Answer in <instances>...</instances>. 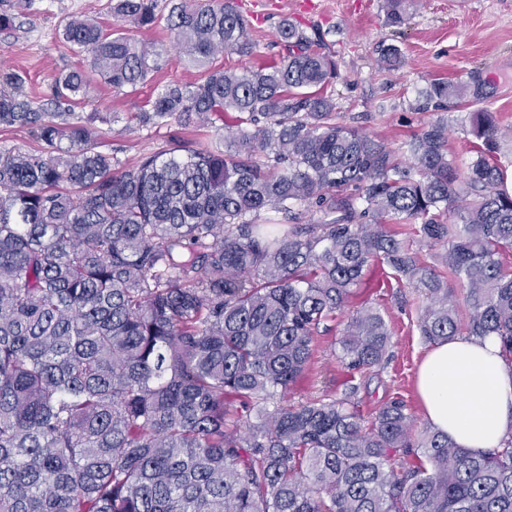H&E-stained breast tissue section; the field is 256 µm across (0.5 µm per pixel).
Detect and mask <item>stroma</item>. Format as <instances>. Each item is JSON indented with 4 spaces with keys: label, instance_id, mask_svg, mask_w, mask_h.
<instances>
[{
    "label": "stroma",
    "instance_id": "obj_1",
    "mask_svg": "<svg viewBox=\"0 0 512 512\" xmlns=\"http://www.w3.org/2000/svg\"><path fill=\"white\" fill-rule=\"evenodd\" d=\"M301 0H236L251 19L253 55L226 54L217 65L243 70L280 61L277 28L289 20L306 32H318L321 48L337 64L326 91L336 102L342 123L362 129L391 149H399L430 123H448V156L459 173H466L481 146L467 120L468 113H494L504 132L492 156L506 174L512 191V0H412L406 25L387 22L386 0H315L312 11ZM111 0H0V14L12 18L0 30V67L23 78V90L38 104H50L56 75L77 69L90 79L88 98L74 105L82 117L94 116L104 151L129 165L142 155L170 152L184 155L199 146H223L225 136L239 128V113L228 112L215 123L184 125L178 117L160 124H140L137 112L145 110L166 85L194 83L203 72L180 53L166 25L138 28L117 21ZM71 19H88L104 29L124 32L158 54L157 67L136 89L117 90L94 72L88 54L77 52L64 38ZM394 44L403 53L399 70H385L378 49ZM446 79L463 90L447 111L420 112L418 92L431 80ZM377 308L391 329V347L383 367L361 388L360 410L371 416L384 402L402 398L417 418L418 427L429 424L417 393L419 365L431 345L417 329V316L426 304L422 292L398 284L390 268L371 266L355 297L338 313L333 330L321 336L308 372L296 383L292 401L312 396L339 395L348 379L338 363V340L350 317L361 305Z\"/></svg>",
    "mask_w": 512,
    "mask_h": 512
}]
</instances>
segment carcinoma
<instances>
[{
	"label": "carcinoma",
	"instance_id": "1",
	"mask_svg": "<svg viewBox=\"0 0 512 512\" xmlns=\"http://www.w3.org/2000/svg\"><path fill=\"white\" fill-rule=\"evenodd\" d=\"M386 4L389 23L406 24V0ZM112 13L159 21L157 0H114ZM166 23L205 77L165 86L139 120L245 115L222 149L125 166L99 149L93 117L48 112L0 73V127L41 144L0 151V512H512V440L477 456L416 431L401 398L368 422L358 412L356 376L391 347L372 306L339 338L341 396L287 401L374 260L424 292L426 342L457 336L442 276L389 224L418 220L419 241L445 249L468 335L498 337L512 365V192L486 155L493 113H469L485 149L461 179L442 119L406 143L407 162L336 122L323 92L335 60L288 20L282 61L242 71L213 65L255 48L233 0H182ZM64 35L116 89L155 68L146 46L96 22L71 20ZM402 63L381 49V65ZM87 85L60 73L53 103ZM462 94L434 80L417 109ZM301 207L313 222L299 223Z\"/></svg>",
	"mask_w": 512,
	"mask_h": 512
}]
</instances>
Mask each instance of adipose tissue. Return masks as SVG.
I'll use <instances>...</instances> for the list:
<instances>
[{
  "mask_svg": "<svg viewBox=\"0 0 512 512\" xmlns=\"http://www.w3.org/2000/svg\"><path fill=\"white\" fill-rule=\"evenodd\" d=\"M418 392L429 422L459 447L485 454L512 438V366L497 337L436 345L420 367Z\"/></svg>",
  "mask_w": 512,
  "mask_h": 512,
  "instance_id": "1",
  "label": "adipose tissue"
}]
</instances>
